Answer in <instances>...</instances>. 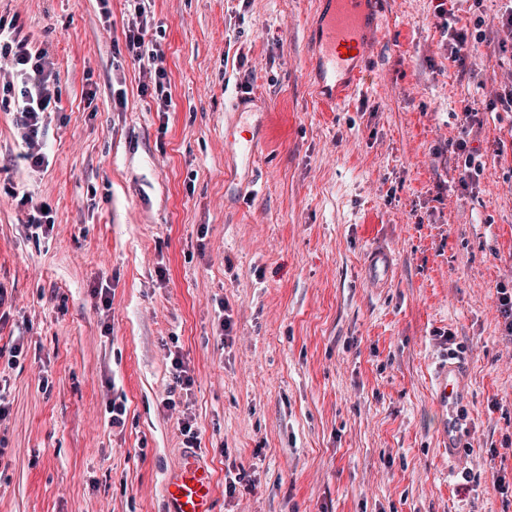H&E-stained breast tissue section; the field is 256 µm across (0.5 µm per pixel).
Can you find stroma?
Here are the masks:
<instances>
[{
	"label": "stroma",
	"mask_w": 512,
	"mask_h": 512,
	"mask_svg": "<svg viewBox=\"0 0 512 512\" xmlns=\"http://www.w3.org/2000/svg\"><path fill=\"white\" fill-rule=\"evenodd\" d=\"M434 6L384 0L369 88L326 112L306 77L314 0H155L163 114L115 54L125 0H0L61 89L48 165L0 110V347L27 346L1 375L0 512H164L186 452L162 405L173 349L199 456L216 483L245 475L217 512H512V112L488 107L512 89V41L490 34L462 73ZM466 105L486 169L465 189ZM239 106L249 157L227 148ZM22 193L50 208L41 239ZM450 357L470 435L452 465L431 394Z\"/></svg>",
	"instance_id": "stroma-1"
}]
</instances>
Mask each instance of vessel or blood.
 <instances>
[{
	"instance_id": "1",
	"label": "vessel or blood",
	"mask_w": 512,
	"mask_h": 512,
	"mask_svg": "<svg viewBox=\"0 0 512 512\" xmlns=\"http://www.w3.org/2000/svg\"><path fill=\"white\" fill-rule=\"evenodd\" d=\"M378 0H316V33L308 57L311 89L326 108L333 109L368 81L364 66L384 33ZM434 403L445 416L439 447L449 459L458 458L464 419L460 413L468 393L462 367L440 364L432 378ZM217 487L207 465L196 455L184 457L165 480L166 512H216Z\"/></svg>"
}]
</instances>
